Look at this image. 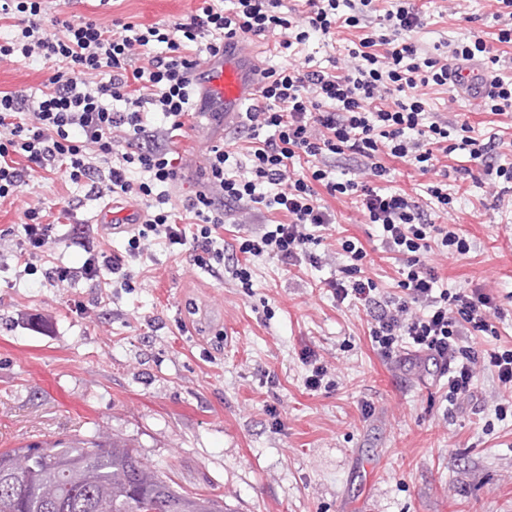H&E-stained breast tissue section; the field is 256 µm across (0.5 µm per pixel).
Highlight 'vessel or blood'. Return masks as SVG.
I'll return each instance as SVG.
<instances>
[{
	"instance_id": "obj_1",
	"label": "vessel or blood",
	"mask_w": 512,
	"mask_h": 512,
	"mask_svg": "<svg viewBox=\"0 0 512 512\" xmlns=\"http://www.w3.org/2000/svg\"><path fill=\"white\" fill-rule=\"evenodd\" d=\"M259 65L254 55L242 46L225 51L223 58L212 61L203 71L201 83L210 100L212 111L223 113L224 130H237L241 109L256 96L259 88ZM456 88L469 96L480 95L483 83L477 71L469 66L456 70L452 77Z\"/></svg>"
}]
</instances>
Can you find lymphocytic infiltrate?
Segmentation results:
<instances>
[{"mask_svg":"<svg viewBox=\"0 0 512 512\" xmlns=\"http://www.w3.org/2000/svg\"><path fill=\"white\" fill-rule=\"evenodd\" d=\"M302 21L283 10V0H233L232 9L218 0H202L194 15L174 28L139 27L122 20L103 25L89 18L44 22L43 0H0V20L13 19L15 34L0 42V61L36 58L54 66L40 96L21 91L0 94V203L18 196L34 172H65L71 183L102 182L113 201L144 199L146 211L131 230L125 255L104 258L90 254L83 265L88 279L116 272L141 257L146 243L184 247L195 265L223 261L217 242L224 224V206L261 204L283 212L288 221L261 235L244 239L241 253L268 256L286 267L309 258L313 229L333 224L335 217L318 202L319 190L331 195H355L367 223L378 225L387 249L403 256L401 286L405 298L374 315L371 343L383 358H398L405 349L425 355L448 378V399L474 397L475 377L491 368L501 395L494 412L512 414V347L483 354L461 345L460 327L478 332L493 328L499 315L489 289L455 292L437 289L434 267L423 257L432 250L466 254V237L427 219L411 196L375 188L352 179H336L325 158L347 152L366 159L373 176L390 174L383 158L400 160L421 173L435 170L458 146L469 149L470 167L464 175L486 184L493 206H503L499 182L512 183V167L486 159L487 149L468 137V124L455 125L427 112L417 89L447 85L449 61L464 65L483 56L499 64L483 38L457 44L450 57L422 50L411 34L420 28L427 0H398L380 20L381 34L360 40L349 51L354 66L346 74L324 70H262L258 105L245 114L252 136L260 145L249 153L250 174L233 172L228 152L213 147L207 158V182L188 199L184 210L170 206L155 184L175 180L177 171L169 149L155 141L149 115L170 119L180 130L182 118L192 116L191 98L200 88L195 76L224 52L228 39L280 33L279 46L288 50L304 43L311 33L334 35L358 26L375 13V0H303ZM166 44L164 54L148 55L152 43ZM384 46L381 54L373 46ZM147 55L146 65L132 67ZM393 106H384L386 95ZM118 108L107 107V100ZM273 129L261 138L263 129ZM460 144H453V137ZM305 163L306 172L294 166ZM139 170L145 181L132 182L128 173ZM71 205L58 213L38 207L24 212L25 238L20 253L33 259L56 243L57 224L69 217ZM352 264L342 277L328 280L337 302L353 300L372 305L378 286L358 265L365 252L354 241L343 244Z\"/></svg>","mask_w":512,"mask_h":512,"instance_id":"obj_1","label":"lymphocytic infiltrate"}]
</instances>
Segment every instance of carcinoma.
Wrapping results in <instances>:
<instances>
[{
  "mask_svg": "<svg viewBox=\"0 0 512 512\" xmlns=\"http://www.w3.org/2000/svg\"><path fill=\"white\" fill-rule=\"evenodd\" d=\"M224 512L186 496L126 441L93 436L0 452V512Z\"/></svg>",
  "mask_w": 512,
  "mask_h": 512,
  "instance_id": "carcinoma-1",
  "label": "carcinoma"
}]
</instances>
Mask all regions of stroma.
<instances>
[{
	"label": "stroma",
	"instance_id": "35a3bbf8",
	"mask_svg": "<svg viewBox=\"0 0 512 512\" xmlns=\"http://www.w3.org/2000/svg\"><path fill=\"white\" fill-rule=\"evenodd\" d=\"M200 0H47L48 17L81 16L111 24L171 26ZM498 0H433L413 34L418 46L466 42L495 31ZM374 30L364 21L336 35L311 33L292 54L275 36L242 45L264 67H313L344 73L353 43ZM52 71L40 61L0 62V90L38 93ZM430 112L468 122L479 143H491L498 164H512V114L485 112L481 98L452 86L423 88ZM160 145L171 146L178 178L166 186L184 202L206 181V158L219 145L245 162L244 135L203 120L172 136L170 122L150 115ZM467 151L447 160L449 211L426 194L435 173L387 160L390 187L423 207L435 224L471 244L464 255L430 252L428 262L448 290L485 286L502 315L494 332L466 330L478 352L512 346V208L494 209L483 185L458 174ZM73 201L58 241L27 272L19 256L23 213ZM109 201L63 174L32 173L19 197L0 211V451L95 433L118 436L156 465L176 490L223 500L226 512H512V418H494L498 381L476 377V400L450 403L446 380L426 360L404 366L380 357L369 336L373 310L337 303L325 288L351 259L342 242L356 238L360 262L383 300H396L402 259L389 252L377 226L365 223L355 197L323 196L336 217L312 246L313 260L285 268L268 257L250 261L251 287L233 279L242 237L281 222L276 211L231 209L221 232L220 272L193 265L180 246L152 244L131 263L127 284L81 274L87 254L75 236L109 253L127 238L111 234L100 214ZM75 269L53 286L54 265ZM328 363L325 385L311 391L303 353ZM493 431H486V421Z\"/></svg>",
	"mask_w": 512,
	"mask_h": 512
}]
</instances>
